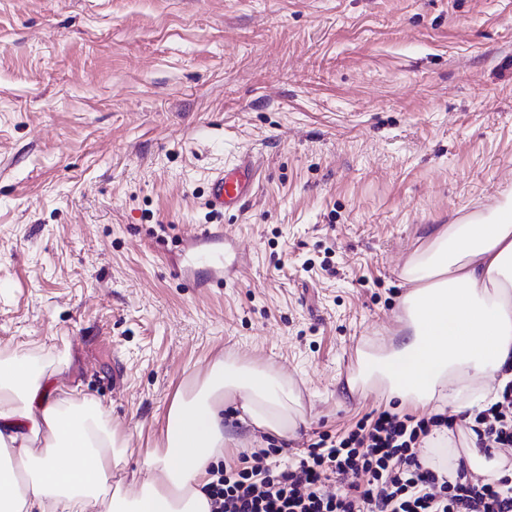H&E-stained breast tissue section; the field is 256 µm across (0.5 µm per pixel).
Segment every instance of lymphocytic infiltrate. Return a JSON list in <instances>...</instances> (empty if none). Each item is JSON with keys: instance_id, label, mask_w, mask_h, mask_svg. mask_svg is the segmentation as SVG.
I'll list each match as a JSON object with an SVG mask.
<instances>
[{"instance_id": "obj_1", "label": "lymphocytic infiltrate", "mask_w": 512, "mask_h": 512, "mask_svg": "<svg viewBox=\"0 0 512 512\" xmlns=\"http://www.w3.org/2000/svg\"><path fill=\"white\" fill-rule=\"evenodd\" d=\"M457 424L485 454L512 449V380L472 414L373 410L345 431L321 434L285 467L266 450L240 455L208 488L212 512H512V477L476 476L462 462L450 478L422 463L425 438Z\"/></svg>"}]
</instances>
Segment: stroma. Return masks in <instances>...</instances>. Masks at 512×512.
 <instances>
[{
	"mask_svg": "<svg viewBox=\"0 0 512 512\" xmlns=\"http://www.w3.org/2000/svg\"><path fill=\"white\" fill-rule=\"evenodd\" d=\"M507 189L512 0H0V356L63 367L129 447L228 355L305 418L234 458L388 405L346 380L402 329L403 266ZM246 166L236 165L217 172L209 184L208 202L212 210L218 213L238 208L247 193Z\"/></svg>",
	"mask_w": 512,
	"mask_h": 512,
	"instance_id": "stroma-1",
	"label": "stroma"
}]
</instances>
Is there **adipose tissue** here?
<instances>
[{
	"mask_svg": "<svg viewBox=\"0 0 512 512\" xmlns=\"http://www.w3.org/2000/svg\"><path fill=\"white\" fill-rule=\"evenodd\" d=\"M401 279L406 327L387 349L361 351L353 383L439 413L483 409L512 377V208L433 228ZM229 407L254 435L285 440L303 420L274 368L219 358L172 402L160 447L130 473L128 436L103 406L59 396L36 357L14 350L0 360V512H210L211 472L234 439Z\"/></svg>",
	"mask_w": 512,
	"mask_h": 512,
	"instance_id": "adipose-tissue-1",
	"label": "adipose tissue"
}]
</instances>
